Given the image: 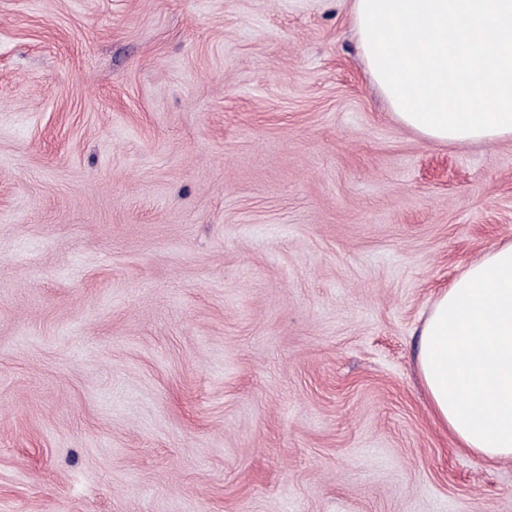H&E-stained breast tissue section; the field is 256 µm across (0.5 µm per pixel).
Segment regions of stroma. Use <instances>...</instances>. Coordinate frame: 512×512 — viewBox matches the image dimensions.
Masks as SVG:
<instances>
[{"mask_svg":"<svg viewBox=\"0 0 512 512\" xmlns=\"http://www.w3.org/2000/svg\"><path fill=\"white\" fill-rule=\"evenodd\" d=\"M352 0H0V512H512L418 370L512 139L387 108Z\"/></svg>","mask_w":512,"mask_h":512,"instance_id":"1","label":"stroma"}]
</instances>
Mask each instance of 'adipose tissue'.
<instances>
[{
  "label": "adipose tissue",
  "instance_id": "obj_1",
  "mask_svg": "<svg viewBox=\"0 0 512 512\" xmlns=\"http://www.w3.org/2000/svg\"><path fill=\"white\" fill-rule=\"evenodd\" d=\"M361 60L405 126L441 143L512 139V0H353ZM417 362L439 422L512 459V242L436 297Z\"/></svg>",
  "mask_w": 512,
  "mask_h": 512
}]
</instances>
